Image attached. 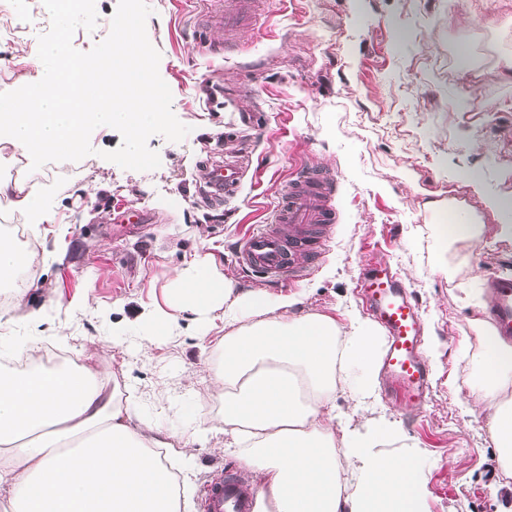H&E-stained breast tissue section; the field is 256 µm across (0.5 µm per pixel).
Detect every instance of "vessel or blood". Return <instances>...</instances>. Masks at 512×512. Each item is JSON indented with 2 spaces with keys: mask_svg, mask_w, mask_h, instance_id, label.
I'll list each match as a JSON object with an SVG mask.
<instances>
[{
  "mask_svg": "<svg viewBox=\"0 0 512 512\" xmlns=\"http://www.w3.org/2000/svg\"><path fill=\"white\" fill-rule=\"evenodd\" d=\"M256 0H222L214 26L222 37L217 44L233 48V34L247 25ZM249 160L238 155L211 164L207 185L214 198L239 191ZM334 172L308 163L297 164L273 208L271 221L245 236L236 248V263L245 273H260L274 286L306 278L323 254L324 238L339 221ZM493 328L512 339V275L488 277ZM356 288L363 306L382 334L380 368L388 391L407 424H416L417 410L431 392L429 369L422 351L425 322L416 298L398 270L388 261H368ZM255 497L234 471L212 479L204 487V512H254Z\"/></svg>",
  "mask_w": 512,
  "mask_h": 512,
  "instance_id": "1",
  "label": "vessel or blood"
}]
</instances>
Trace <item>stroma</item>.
<instances>
[{
  "label": "stroma",
  "mask_w": 512,
  "mask_h": 512,
  "mask_svg": "<svg viewBox=\"0 0 512 512\" xmlns=\"http://www.w3.org/2000/svg\"><path fill=\"white\" fill-rule=\"evenodd\" d=\"M147 36L160 52L159 74L172 110L191 133L180 142L152 136L161 165L133 171L100 158L120 146L119 133L97 127L93 155L52 162L33 176L49 220L32 232L39 252L23 301L50 322L39 349L53 347L112 376L117 399L126 384L140 393L139 417L156 418L169 444L191 431L197 407L219 415L222 397L198 402L210 377L211 351L196 338L202 325L182 320L174 341L140 346L151 330L146 309L164 304L184 256L208 253L237 292L291 300L295 314L322 313L349 327L363 316L355 285L366 245L399 271L427 324L425 350L432 392L419 418L404 422L384 389L358 403L346 387L336 411L352 427L393 423L401 438L387 454L420 455L423 512H512L489 441V417L465 378L471 325L484 307L467 297L486 275L512 272L507 213L487 197L512 198V80L500 59L512 54V0H264L238 49L210 54L213 29L202 0H148ZM0 23L21 27L0 41V92L41 79L34 62L50 18L37 0H0ZM474 100L478 109L459 105ZM255 112L264 135L238 194L215 201L209 164L223 161L226 135ZM333 170L340 219L325 238L323 259L295 286L272 288L236 270L234 246L265 223L297 162ZM481 224L480 238L449 247L440 233L450 189ZM136 207L150 215L128 236L112 233V217ZM446 252L447 266L435 263ZM16 295L0 305V356L24 345ZM222 438L193 448V503L206 481L233 470L252 473L222 452Z\"/></svg>",
  "instance_id": "obj_1"
}]
</instances>
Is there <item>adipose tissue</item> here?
<instances>
[{"label": "adipose tissue", "mask_w": 512, "mask_h": 512, "mask_svg": "<svg viewBox=\"0 0 512 512\" xmlns=\"http://www.w3.org/2000/svg\"><path fill=\"white\" fill-rule=\"evenodd\" d=\"M288 306L237 295L212 256L195 254L177 271L168 308L148 312L146 346L173 337L189 314L226 327L210 342L224 411L200 413L176 474L157 454V424L134 418L136 386L120 407L91 365L1 371L0 492L9 512H181L195 477L189 448L217 434L224 453L254 471L256 512H422L418 456L381 450L396 428L361 432L335 412L337 371L353 375L355 395H373L380 335L357 319L345 331L322 314L291 316ZM475 330L482 351L469 384L490 411V442L511 477L512 344L485 321Z\"/></svg>", "instance_id": "obj_1"}]
</instances>
